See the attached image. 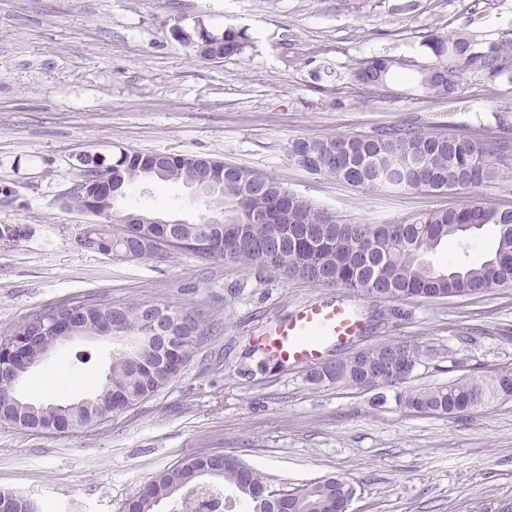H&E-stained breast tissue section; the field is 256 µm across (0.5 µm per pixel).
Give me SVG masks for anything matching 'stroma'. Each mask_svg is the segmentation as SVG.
Listing matches in <instances>:
<instances>
[{"label": "stroma", "instance_id": "1", "mask_svg": "<svg viewBox=\"0 0 512 512\" xmlns=\"http://www.w3.org/2000/svg\"><path fill=\"white\" fill-rule=\"evenodd\" d=\"M198 19L216 34L245 30L249 47L230 59L197 57L171 28ZM459 32L482 49L512 41V0H0V187L11 190L0 200V224L30 230L20 244H0V336L35 310L77 300L165 303L196 313L208 329L176 380L101 426L57 435L0 423V491L24 493L48 512H120L183 456L224 453L276 489L345 477L356 488L349 512L512 505V401L448 419L399 408L390 388L382 405L372 391L313 388L304 365L257 370L245 352L258 335L330 288L185 253H91L77 243L91 215L63 204L80 153L132 150L247 167L345 222L379 224L474 199L512 209V146L498 178L474 191L355 188L288 155L298 138L410 123L497 138L498 111L512 108V77L467 73L451 99L418 83L417 67L434 60L427 39ZM375 56L414 67L381 89L356 83L354 67ZM117 207L195 222L218 211L219 200L180 183L138 184ZM351 300L367 327L351 346H419L420 363L401 389L512 373V288ZM111 358V344H69L19 393L36 402L89 397Z\"/></svg>", "mask_w": 512, "mask_h": 512}]
</instances>
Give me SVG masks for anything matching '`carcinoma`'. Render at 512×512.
Returning <instances> with one entry per match:
<instances>
[{"instance_id":"1","label":"carcinoma","mask_w":512,"mask_h":512,"mask_svg":"<svg viewBox=\"0 0 512 512\" xmlns=\"http://www.w3.org/2000/svg\"><path fill=\"white\" fill-rule=\"evenodd\" d=\"M184 45L197 47L207 41L219 43L215 52L224 58L241 55L248 46L242 30L227 28L220 34L191 27L181 37ZM427 47L436 63L419 70L420 83L427 93L449 97L456 93L464 75L480 71L491 78L512 71V44L477 49L468 36H434ZM403 59L373 57L355 68L352 78L362 85L383 87L396 68H405ZM500 137L495 141L475 142L465 137L427 131L414 124L381 128L372 136H335L322 139L300 138L289 147L290 157L313 174L333 177L356 187L392 190L444 191L479 188L493 181L498 170L493 158L508 143L512 125L499 118ZM142 155L120 152L111 160L97 153L85 152L77 160L78 172L92 167L116 175L110 186L112 201L125 196L137 181L149 180L147 169L139 166ZM173 162L158 182H182L203 175V164L194 167ZM224 196L218 214L189 223L173 224L178 244L174 251L202 257L197 246L208 244L210 259L244 267H258L284 279H301L328 287L352 291L368 299L382 297H463L494 288L512 287V209L486 203H472L459 209H445L411 215L383 224H351L295 195L275 179L238 165H224ZM123 215L109 207L94 224L85 225L92 236L112 247V255L121 259L156 258L154 237L160 235L157 224H122ZM490 230L496 237L495 250L464 265L436 268L428 256L449 240L465 241L480 231ZM277 241L279 256L261 260L262 249ZM174 331L184 341L174 352L161 353L169 360L166 367L152 371L143 362L154 357L156 349L147 338L145 305H112L77 301L72 304L40 309L10 335L0 336V395L18 388L10 364H21L38 355L37 344L12 352L5 346L34 334L32 321H50L78 317L83 331L91 336L105 325H112V335L122 341L139 342V360H133L119 347L112 352L110 376L87 400L62 409L53 402L31 403L20 400L0 404V423L24 430L44 431L54 427L59 434L110 420L112 414L130 409L175 380L193 357L204 329L200 320L188 311L162 305ZM398 356L414 370L420 359L419 346L406 342H381L358 352H351L321 372H310L308 382L356 385L379 391L377 400L387 396L380 390L398 382L390 377L383 363L387 354ZM512 399V374L497 378L466 376L433 388H411L395 393L397 405L416 411H432L450 418L477 407ZM242 462L233 456L188 455L177 465L157 473L142 489L126 500L124 512H157L161 501L191 486L195 473L213 470L211 477L234 487L249 512H268L258 504L255 490L269 487L268 478L251 469L243 475ZM355 488L338 476H327L297 488L274 494L288 503L292 512H328L334 502L351 500ZM4 512H40L39 504L22 494L0 501ZM226 512L219 500L197 498L184 508Z\"/></svg>"}]
</instances>
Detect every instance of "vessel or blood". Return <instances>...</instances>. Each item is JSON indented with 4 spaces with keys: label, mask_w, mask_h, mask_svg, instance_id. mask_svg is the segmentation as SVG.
I'll list each match as a JSON object with an SVG mask.
<instances>
[{
    "label": "vessel or blood",
    "mask_w": 512,
    "mask_h": 512,
    "mask_svg": "<svg viewBox=\"0 0 512 512\" xmlns=\"http://www.w3.org/2000/svg\"><path fill=\"white\" fill-rule=\"evenodd\" d=\"M364 328L347 301L317 299L288 316L260 341L263 349L287 364H312L326 349L348 343Z\"/></svg>",
    "instance_id": "vessel-or-blood-1"
}]
</instances>
